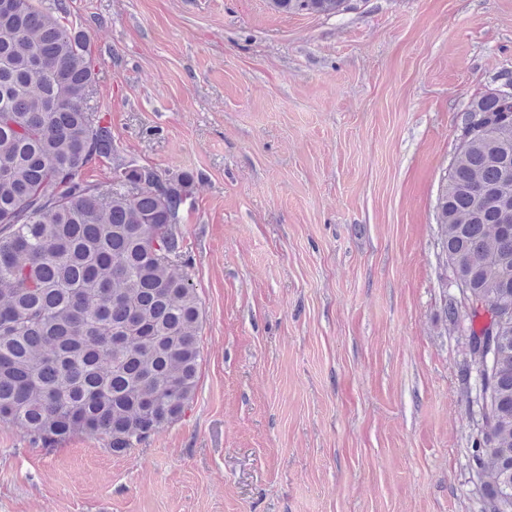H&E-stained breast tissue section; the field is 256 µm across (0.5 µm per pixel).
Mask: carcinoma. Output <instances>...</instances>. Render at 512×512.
Here are the masks:
<instances>
[{
    "mask_svg": "<svg viewBox=\"0 0 512 512\" xmlns=\"http://www.w3.org/2000/svg\"><path fill=\"white\" fill-rule=\"evenodd\" d=\"M350 0H269L335 15ZM65 0L0 8V425L53 448L81 433L123 454L184 416L199 380L201 299L173 210L194 177L118 164L103 187L85 168L112 155L88 105L95 68ZM508 119L461 144L436 204L442 251L470 316L464 374L486 354L484 424L471 457L488 512L512 498V103L488 94L463 111ZM490 196L480 199L473 187Z\"/></svg>",
    "mask_w": 512,
    "mask_h": 512,
    "instance_id": "obj_1",
    "label": "carcinoma"
}]
</instances>
